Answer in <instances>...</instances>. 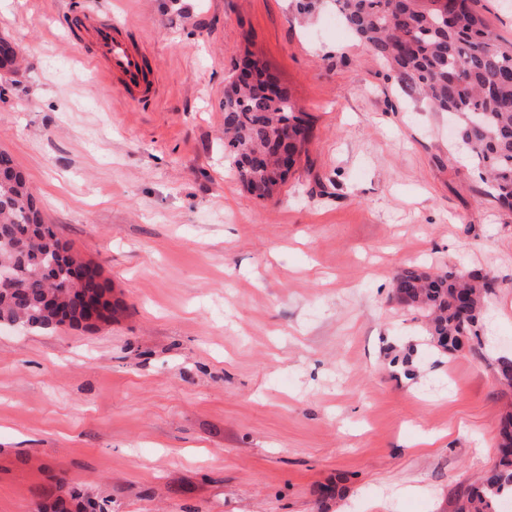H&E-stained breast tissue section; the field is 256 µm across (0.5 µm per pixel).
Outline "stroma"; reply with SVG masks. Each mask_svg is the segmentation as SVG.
<instances>
[{
    "mask_svg": "<svg viewBox=\"0 0 512 512\" xmlns=\"http://www.w3.org/2000/svg\"><path fill=\"white\" fill-rule=\"evenodd\" d=\"M130 24L133 104L69 38ZM331 15L291 0H0L24 63L0 151L125 306L97 330L0 326V512L64 485L105 512H452L512 390V211ZM254 55L313 136L281 193L224 160V87ZM410 265L495 282L481 352L438 356L392 299Z\"/></svg>",
    "mask_w": 512,
    "mask_h": 512,
    "instance_id": "stroma-1",
    "label": "stroma"
}]
</instances>
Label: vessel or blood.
I'll list each match as a JSON object with an SVG mask.
<instances>
[{"instance_id":"1","label":"vessel or blood","mask_w":512,"mask_h":512,"mask_svg":"<svg viewBox=\"0 0 512 512\" xmlns=\"http://www.w3.org/2000/svg\"><path fill=\"white\" fill-rule=\"evenodd\" d=\"M74 27L87 36L93 61L123 87L131 101L141 102L155 94L156 83L146 54L128 40L127 24L89 12L78 18Z\"/></svg>"}]
</instances>
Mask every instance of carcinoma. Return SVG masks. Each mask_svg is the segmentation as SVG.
<instances>
[{"label":"carcinoma","instance_id":"carcinoma-1","mask_svg":"<svg viewBox=\"0 0 512 512\" xmlns=\"http://www.w3.org/2000/svg\"><path fill=\"white\" fill-rule=\"evenodd\" d=\"M479 0H295L299 15L330 5L355 39L388 66L392 78L422 97L434 112L455 117L456 137L495 193L512 210V41L493 32L478 10ZM17 45L0 39V70L16 71ZM251 73L224 88V157L249 194L267 199L287 182L279 150L300 161L311 127L296 110L291 88L257 59ZM84 263L68 251L54 226L45 222L24 174L0 152V269L13 273L17 288L0 293V325L19 323L36 332L49 330L45 310L52 298L70 313V327L81 326L87 296L102 321L122 306L111 299L99 274L74 280ZM478 270L465 273L403 269L394 279L392 298L416 315L432 347L453 354L462 340L479 339L485 295ZM498 382L512 389V359L497 360ZM512 499V411L500 419L497 457L477 484H460L453 512H497Z\"/></svg>","mask_w":512,"mask_h":512}]
</instances>
